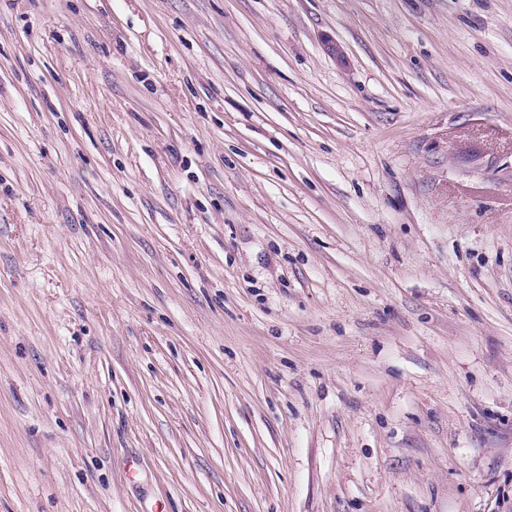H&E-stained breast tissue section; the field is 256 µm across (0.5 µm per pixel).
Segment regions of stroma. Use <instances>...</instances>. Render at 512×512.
<instances>
[{
	"instance_id": "stroma-1",
	"label": "stroma",
	"mask_w": 512,
	"mask_h": 512,
	"mask_svg": "<svg viewBox=\"0 0 512 512\" xmlns=\"http://www.w3.org/2000/svg\"><path fill=\"white\" fill-rule=\"evenodd\" d=\"M0 512H512V0H0Z\"/></svg>"
}]
</instances>
